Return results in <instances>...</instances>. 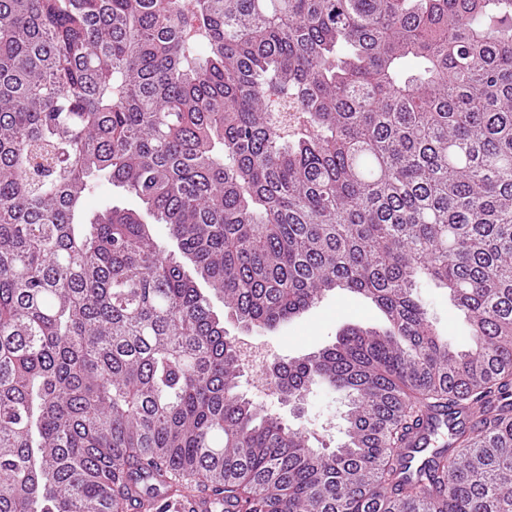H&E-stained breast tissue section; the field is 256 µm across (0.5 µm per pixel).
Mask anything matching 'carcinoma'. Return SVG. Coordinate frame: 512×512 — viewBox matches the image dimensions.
Returning a JSON list of instances; mask_svg holds the SVG:
<instances>
[{
  "label": "carcinoma",
  "mask_w": 512,
  "mask_h": 512,
  "mask_svg": "<svg viewBox=\"0 0 512 512\" xmlns=\"http://www.w3.org/2000/svg\"><path fill=\"white\" fill-rule=\"evenodd\" d=\"M103 177L143 210L85 221ZM336 289L384 325L263 372L348 397L318 448L240 392L212 298L265 332ZM473 410L410 468L425 419ZM159 485L512 512V0H0V512H156ZM418 292L438 332L447 338L453 347L465 348L469 344L468 326L463 315L448 299L446 292L432 285L420 288Z\"/></svg>",
  "instance_id": "obj_1"
}]
</instances>
